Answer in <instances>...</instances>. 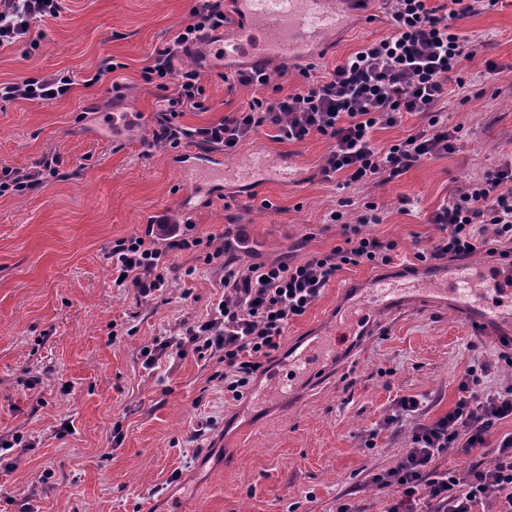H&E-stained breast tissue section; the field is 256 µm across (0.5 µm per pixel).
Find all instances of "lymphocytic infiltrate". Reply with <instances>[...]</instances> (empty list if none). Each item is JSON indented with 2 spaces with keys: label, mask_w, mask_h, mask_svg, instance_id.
<instances>
[{
  "label": "lymphocytic infiltrate",
  "mask_w": 512,
  "mask_h": 512,
  "mask_svg": "<svg viewBox=\"0 0 512 512\" xmlns=\"http://www.w3.org/2000/svg\"><path fill=\"white\" fill-rule=\"evenodd\" d=\"M390 34L363 43L331 68L310 63L300 81L285 90L266 68L248 66L224 74L229 89L251 97L238 111L202 126L183 124L184 113L205 111L203 72L182 64L198 44L223 31L230 19L224 0H194L187 23L158 47L144 78L165 101L156 113L149 147L196 146L234 153L262 130L281 142L301 143L311 136L328 141L320 163L323 181L337 189L374 180H393L423 160L455 152L458 128L449 126L442 104L449 85L465 87L467 66L479 58L481 41L460 33L459 20L496 6L499 0H386ZM61 0H0V47L27 41L35 24L58 17ZM75 81L64 74L0 82V102L47 103L66 97ZM417 115L421 126L389 147L377 148L376 131ZM60 158L45 156L33 169L0 168V193L24 192L58 177ZM339 224L341 241L311 253L304 261L238 263L249 236L237 228L215 248L213 237H188L168 214L151 217L143 233L117 240L111 252L115 286L131 283L147 298L166 285L174 252L199 250L204 264L220 273L224 293L207 319L187 327L184 336L144 349L145 366L163 355L196 354L224 365V390L241 398L253 379L266 371L264 361L277 350L291 321L304 316L343 270L391 264L396 241L367 233L383 221L375 201L364 202L354 221L343 211L329 214ZM437 230L418 261H454L477 253L512 257V162L458 186L429 215ZM489 366H468L458 384L460 397L448 413L422 422L423 403L399 397L383 428H406L408 446L397 462L371 471L370 482L393 493L386 512H475L477 506L512 512V432L494 436L512 421V381L487 385ZM480 452L482 462L467 472L447 463L449 451Z\"/></svg>",
  "instance_id": "f902f5d3"
}]
</instances>
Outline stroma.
Wrapping results in <instances>:
<instances>
[{
  "mask_svg": "<svg viewBox=\"0 0 512 512\" xmlns=\"http://www.w3.org/2000/svg\"><path fill=\"white\" fill-rule=\"evenodd\" d=\"M192 4L63 0L60 16L40 23L38 49L0 48V82L56 72L76 81L70 96L50 103H0V167L32 168L53 153L61 161L57 179L0 196V436L29 442L14 449L16 467L0 463V496L28 498L34 512H334L340 498L357 512H384L391 493L368 474L396 463L406 434L379 430L372 450L363 435L379 429L403 395L423 398L424 418L444 415L473 362L490 363L489 383L511 378L512 366L497 358L498 336L476 337L443 309L388 317L379 335L359 340L320 380L302 381L291 402L271 399L256 412L251 395L236 402L225 394L215 361L190 353L143 364L141 352L155 340L207 318L222 293L216 269L182 252L171 259L167 288L144 299L133 286H113L112 246L161 211L187 223L189 236L223 246L229 196L258 260L299 262L338 243L340 229L327 216L340 199L371 198L386 215L368 233L398 242L396 265L413 264L436 234L432 210L462 181L512 160V0L459 23L500 67L486 82L484 59L475 60L470 85L448 88V123L463 133L459 151L388 182L340 190L318 171L328 141L280 143L263 131L224 162L254 153L286 161L289 184L218 181L198 194L180 169L182 150L147 145L157 91L142 77ZM389 31L384 0H369L346 14L323 62ZM109 61L120 70L85 86ZM116 82L126 87L119 101ZM204 86L206 111L185 113L184 123L217 121L250 97L213 68ZM116 111L143 113L144 121L113 131ZM375 274L369 266L339 274L289 325L270 371L336 316L344 286Z\"/></svg>",
  "mask_w": 512,
  "mask_h": 512,
  "instance_id": "1",
  "label": "stroma"
}]
</instances>
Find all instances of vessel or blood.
Masks as SVG:
<instances>
[{
  "mask_svg": "<svg viewBox=\"0 0 512 512\" xmlns=\"http://www.w3.org/2000/svg\"><path fill=\"white\" fill-rule=\"evenodd\" d=\"M237 19L233 33L215 52L224 63L290 68L306 64L315 48L326 46L344 20L335 0H230ZM478 267L462 260L443 270L381 274L356 289L353 316L336 320L319 341L289 361L291 367L317 376L327 351L344 350L352 337L377 333L381 315L422 307L445 306L472 331L488 323L512 322V276L498 279L504 301L479 300L473 288Z\"/></svg>",
  "mask_w": 512,
  "mask_h": 512,
  "instance_id": "b4317fda",
  "label": "vessel or blood"
}]
</instances>
